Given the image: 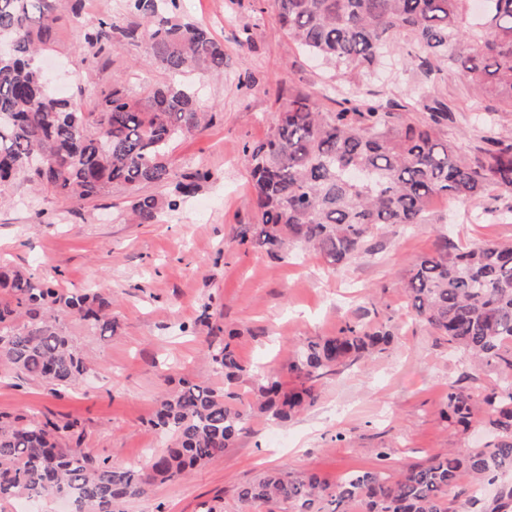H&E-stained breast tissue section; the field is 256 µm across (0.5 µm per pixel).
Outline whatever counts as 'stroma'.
I'll list each match as a JSON object with an SVG mask.
<instances>
[{"mask_svg":"<svg viewBox=\"0 0 512 512\" xmlns=\"http://www.w3.org/2000/svg\"><path fill=\"white\" fill-rule=\"evenodd\" d=\"M122 10L123 0H86L80 19L57 28L46 66L84 110L113 83L134 97L169 80L148 63L143 42L91 58L85 32ZM179 15L205 24L224 45L223 78H194L202 104L220 118L171 157L174 179L199 170L208 177L154 224L128 222L131 196L120 186L81 203L23 180L0 189V264L59 288L108 289L116 326L100 335L66 319L88 363L84 379L55 394L0 371V413L78 419L93 457L144 468L165 447L147 424L161 396L187 378L223 387L210 347L231 341L243 365L278 372L291 387L295 347L348 320H389L391 345L330 379L308 410L283 423L250 420L233 447L187 478L150 486L125 503L126 512H241L238 487L268 469L315 473L333 484L377 468L380 448L391 449L395 469L484 443L483 425L462 433L443 412L449 385L476 394L497 381V371L471 368L411 319L402 283L439 232L457 245L512 240V196L491 192L467 204L435 198L432 223L388 233L379 254L347 266L313 256L280 259L241 243V231L255 221L244 145L266 138L290 89H321L328 74L280 30L271 0H179ZM364 88L396 99L411 91L445 97L454 108L452 132L466 146L478 143L483 123L511 120L458 74L428 78L404 58ZM36 209L44 213L39 224Z\"/></svg>","mask_w":512,"mask_h":512,"instance_id":"1","label":"stroma"}]
</instances>
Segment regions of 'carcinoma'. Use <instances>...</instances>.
Returning <instances> with one entry per match:
<instances>
[{
	"instance_id": "cac0c4a2",
	"label": "carcinoma",
	"mask_w": 512,
	"mask_h": 512,
	"mask_svg": "<svg viewBox=\"0 0 512 512\" xmlns=\"http://www.w3.org/2000/svg\"><path fill=\"white\" fill-rule=\"evenodd\" d=\"M274 0L281 28L339 80L337 109L324 111L311 91H298L273 118L267 138L244 148L258 223L268 253L288 256L301 245L333 266L372 256L391 228L432 222L434 198L459 201L489 189L512 195V137L496 124L479 145L463 150L445 130L453 111L441 96L417 97L418 122H401L403 105L362 91L359 81L398 54L427 76L455 70L479 96L512 112V0ZM126 23L101 18L87 33L92 55L124 43L148 42L150 63L174 83L132 97L115 87L95 110L57 96L35 57L51 50L57 23L78 18L84 0H0V187L16 180L79 203L114 186L134 191L171 182L175 144L209 129L216 114L198 104L190 78L224 74V44L203 25L177 14L178 0H124ZM177 201L154 195L130 201L132 220L153 224ZM0 367L50 389L77 386L87 362L60 322L88 331L113 328L112 298L98 289L69 291L39 284L24 271L0 266ZM408 313L477 368L500 382L473 396L448 386L447 419L468 429L481 415L490 426L480 448H450L422 465L390 475L388 449L380 468L347 474L332 486L316 474L293 479L267 472L238 489L246 508L277 512H512V243L456 247L441 233L403 282ZM386 323H347L336 334L297 348L286 389L263 369L250 376L253 401L237 403L233 386L245 369L231 343L210 353L224 389L185 379L164 394L149 425L168 441L148 469L95 459L81 447L77 420L16 416L0 420V502L69 498L77 512H124L153 483L184 478L232 447L253 414L285 422L313 405L326 376L385 349Z\"/></svg>"
}]
</instances>
